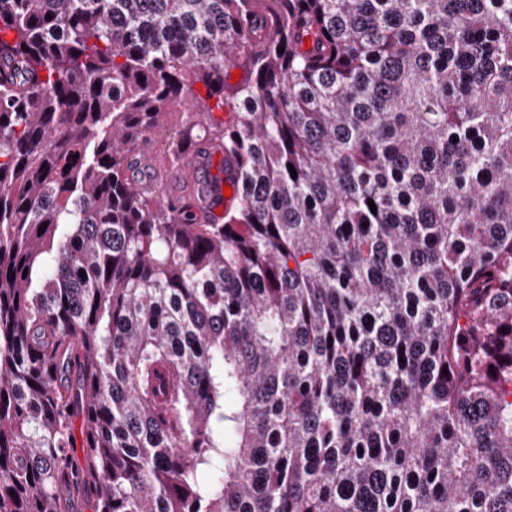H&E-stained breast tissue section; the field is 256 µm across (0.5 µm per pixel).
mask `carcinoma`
Returning a JSON list of instances; mask_svg holds the SVG:
<instances>
[{
	"label": "carcinoma",
	"instance_id": "obj_1",
	"mask_svg": "<svg viewBox=\"0 0 512 512\" xmlns=\"http://www.w3.org/2000/svg\"><path fill=\"white\" fill-rule=\"evenodd\" d=\"M80 502L512 512V0H0V512ZM177 123V120H171L154 131V150L159 157L169 156L178 150ZM193 178L204 185L199 195V210L202 215L211 217L222 216L224 200H228L235 192L237 171L234 162L224 158L221 151L194 147L184 156L182 167L176 171L166 185L160 190V195L166 198L172 183H180L183 178ZM224 186L231 187V196H224Z\"/></svg>",
	"mask_w": 512,
	"mask_h": 512
}]
</instances>
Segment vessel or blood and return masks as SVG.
<instances>
[{
	"label": "vessel or blood",
	"instance_id": "vessel-or-blood-1",
	"mask_svg": "<svg viewBox=\"0 0 512 512\" xmlns=\"http://www.w3.org/2000/svg\"><path fill=\"white\" fill-rule=\"evenodd\" d=\"M193 178L202 184L199 210L202 214L219 217L224 212V187L235 186L237 171L234 162L225 158L221 151L192 148L184 156L181 168L173 176V182Z\"/></svg>",
	"mask_w": 512,
	"mask_h": 512
}]
</instances>
